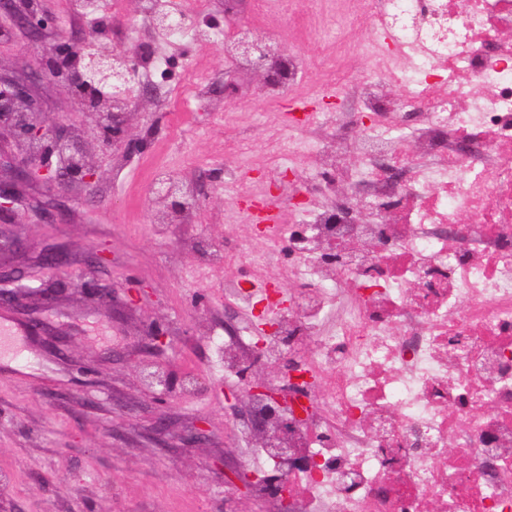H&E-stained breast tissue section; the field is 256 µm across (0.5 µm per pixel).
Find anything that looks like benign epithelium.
I'll use <instances>...</instances> for the list:
<instances>
[{
  "instance_id": "1",
  "label": "benign epithelium",
  "mask_w": 512,
  "mask_h": 512,
  "mask_svg": "<svg viewBox=\"0 0 512 512\" xmlns=\"http://www.w3.org/2000/svg\"><path fill=\"white\" fill-rule=\"evenodd\" d=\"M161 30H175L200 25L199 16L193 12H168L155 22ZM283 50L270 40L259 38L245 25H236L235 38L225 51L230 60L242 59L247 67L259 74L269 90L280 88L276 69ZM141 56L134 49L121 53L91 48L85 44L58 38L48 47L37 62L39 74L60 84L76 94L86 111L78 118H36V102L25 82L0 77V136L22 140L28 151L12 160L10 169L13 183L6 187L0 183V199L10 204L16 191L23 186L39 184L61 193L77 185L84 190L85 199L96 198L100 181V168L86 160L88 143L103 149L118 146L128 152H140L146 142L129 136V126L124 109V99L139 67ZM155 194L167 203L168 212L176 214L189 208L205 205L206 197H190L175 180L156 183ZM112 264V257L104 248L93 253L90 265L76 273L80 291L92 293L109 304L112 310L128 305L124 294L127 288H107L100 283L99 275ZM40 296L43 307L57 302V292L36 284L30 272L10 267L0 262V303L22 311L28 325L48 351L59 349L62 338L47 331L40 317L41 308L30 305V298ZM174 342L163 325L157 324L147 334L146 347L163 350ZM151 398L165 401L172 393L174 378L161 371L144 376ZM247 398L261 399L271 414H280L288 405L283 390L273 384V379L251 373L245 385ZM207 430L199 423L180 437L182 446H189L206 438Z\"/></svg>"
}]
</instances>
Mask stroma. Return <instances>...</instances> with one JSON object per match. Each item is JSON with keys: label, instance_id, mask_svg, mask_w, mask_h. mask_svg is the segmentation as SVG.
Here are the masks:
<instances>
[{"label": "stroma", "instance_id": "35a3bbf8", "mask_svg": "<svg viewBox=\"0 0 512 512\" xmlns=\"http://www.w3.org/2000/svg\"><path fill=\"white\" fill-rule=\"evenodd\" d=\"M0 17V75L19 81L33 72V49L13 15L35 8L54 20L44 42L64 36L84 40L90 30L74 0H13ZM105 20L98 43L114 48L125 42V22L137 16L138 0H97ZM301 0H279L258 14L252 0H236L235 15L257 33L269 36L304 61L314 54L315 29L335 30L339 12L333 0H318L304 15ZM174 78L199 68L210 79L204 98L168 106L162 92L134 88L133 133L152 131L147 152L132 157L122 151L92 150L103 165L96 199L84 202L80 187L50 195L31 185L8 208L0 224L25 249L14 261L33 271L46 287L67 283L63 271L40 265L46 245L62 247L84 261L94 247L112 252L103 284H121L132 276L148 295L134 296L131 308L110 314L103 304L70 290L41 312L56 332L66 336L62 358L50 356L31 336L19 337L21 356L0 358V507L5 512H255L259 498L229 493L224 468L247 470L251 461L238 440L246 430L243 416L224 400L234 382L214 373V339L224 333L226 280L250 282L243 260L210 263L207 248L224 240V227L237 225L255 250H263L240 199L273 191L280 200L303 195L324 206L334 200L323 184L305 186L316 165L310 146L288 129L293 97L319 102L328 65L311 67L295 91L263 92L259 78L242 71L235 84L224 80L228 62L224 45L200 39L163 44ZM41 115L64 117L80 111V100L45 79L32 87ZM294 151L296 178L282 180L279 154ZM177 173L198 184L208 207L195 218L190 237L162 223L166 210L152 203L158 170ZM164 323L178 354L141 353L145 329ZM190 380L166 405L151 402L142 383L145 365ZM165 415L169 438L198 421L209 436L190 447L161 448L150 428Z\"/></svg>", "mask_w": 512, "mask_h": 512}]
</instances>
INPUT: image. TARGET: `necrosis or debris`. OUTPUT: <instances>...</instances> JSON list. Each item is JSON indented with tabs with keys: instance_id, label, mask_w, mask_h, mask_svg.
<instances>
[{
	"instance_id": "1",
	"label": "necrosis or debris",
	"mask_w": 512,
	"mask_h": 512,
	"mask_svg": "<svg viewBox=\"0 0 512 512\" xmlns=\"http://www.w3.org/2000/svg\"><path fill=\"white\" fill-rule=\"evenodd\" d=\"M368 73L347 79L337 35L333 91L359 103L298 123L309 139L360 131L371 222L305 209L290 237L288 296L232 287L274 335L219 339L240 376L252 348L287 359L288 410L305 423L253 448L258 495L288 459L295 512H512V0H357ZM402 92L389 96L388 82ZM389 110L392 124L364 125Z\"/></svg>"
}]
</instances>
